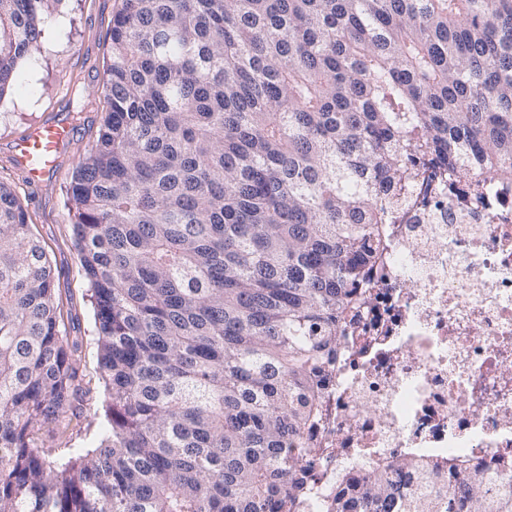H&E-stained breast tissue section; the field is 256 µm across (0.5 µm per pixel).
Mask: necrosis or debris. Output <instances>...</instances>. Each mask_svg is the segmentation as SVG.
I'll list each match as a JSON object with an SVG mask.
<instances>
[{
    "label": "necrosis or debris",
    "instance_id": "1",
    "mask_svg": "<svg viewBox=\"0 0 512 512\" xmlns=\"http://www.w3.org/2000/svg\"><path fill=\"white\" fill-rule=\"evenodd\" d=\"M489 206L415 183L386 226L371 302L348 328L314 430L307 512L394 456L512 460V186Z\"/></svg>",
    "mask_w": 512,
    "mask_h": 512
}]
</instances>
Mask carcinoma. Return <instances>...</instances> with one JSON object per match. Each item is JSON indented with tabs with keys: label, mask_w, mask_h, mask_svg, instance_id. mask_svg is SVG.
<instances>
[{
	"label": "carcinoma",
	"mask_w": 512,
	"mask_h": 512,
	"mask_svg": "<svg viewBox=\"0 0 512 512\" xmlns=\"http://www.w3.org/2000/svg\"><path fill=\"white\" fill-rule=\"evenodd\" d=\"M60 0H0V97ZM69 194L108 434L74 457L79 344L0 183V512H304L306 437L421 169L512 181V0H121ZM323 512H512L398 456Z\"/></svg>",
	"instance_id": "cac0c4a2"
}]
</instances>
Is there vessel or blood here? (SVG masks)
Returning <instances> with one entry per match:
<instances>
[{"mask_svg": "<svg viewBox=\"0 0 512 512\" xmlns=\"http://www.w3.org/2000/svg\"><path fill=\"white\" fill-rule=\"evenodd\" d=\"M73 128L65 121H48L33 129L14 146V157L31 184L53 171L61 150L71 143Z\"/></svg>", "mask_w": 512, "mask_h": 512, "instance_id": "obj_1", "label": "vessel or blood"}]
</instances>
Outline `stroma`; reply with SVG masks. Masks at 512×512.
<instances>
[{
	"instance_id": "1",
	"label": "stroma",
	"mask_w": 512,
	"mask_h": 512,
	"mask_svg": "<svg viewBox=\"0 0 512 512\" xmlns=\"http://www.w3.org/2000/svg\"><path fill=\"white\" fill-rule=\"evenodd\" d=\"M119 4L120 0H61L44 29L43 56L20 62L14 82L0 97V182L13 190L45 248L66 317L65 332L81 347L79 374L85 394L76 401V413L62 437L74 455L96 447L108 424L99 332L90 282L75 248V205L67 190L103 128L102 87L110 60L112 16ZM62 117L74 121L75 139L63 151L58 167L41 184L32 185L13 162V147L34 125Z\"/></svg>"
}]
</instances>
